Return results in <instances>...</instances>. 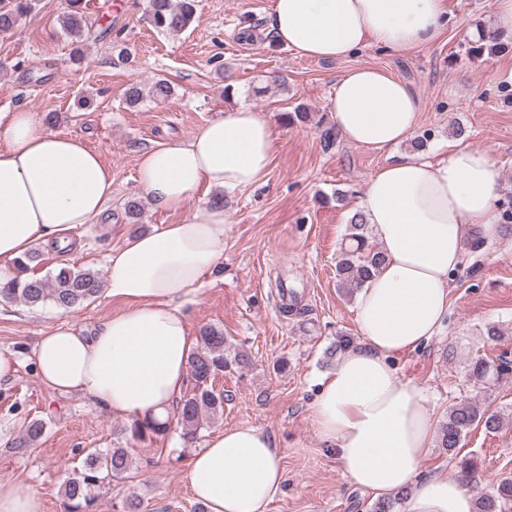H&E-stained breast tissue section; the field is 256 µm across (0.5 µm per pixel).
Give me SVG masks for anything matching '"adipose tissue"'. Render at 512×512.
I'll return each mask as SVG.
<instances>
[{
	"label": "adipose tissue",
	"instance_id": "obj_1",
	"mask_svg": "<svg viewBox=\"0 0 512 512\" xmlns=\"http://www.w3.org/2000/svg\"><path fill=\"white\" fill-rule=\"evenodd\" d=\"M270 17L276 43L338 61L369 47L399 55L433 44L448 24V3L271 0ZM328 108L346 142L384 157L359 210L385 261L356 293L361 343L321 380L311 422L358 488L404 492L399 512H473L476 491L460 472L422 474L433 437L428 399L392 361L436 334L470 232L500 234L495 161L486 150L448 144L398 154L422 102L407 82L373 66L347 70ZM277 144L267 114L241 106L189 139L141 152L145 196L181 218L131 234L109 254L104 292L121 312L92 330L66 323L39 336L30 360L43 387L85 395L132 422L174 423L197 344L184 309L198 302L231 231L218 197L262 182ZM112 182L97 152L46 132L38 113L1 112L0 273L37 246L62 249L75 230L108 223ZM186 477L207 512H267L284 480L281 450L259 428H227L192 450ZM0 512H43V494L0 479Z\"/></svg>",
	"mask_w": 512,
	"mask_h": 512
}]
</instances>
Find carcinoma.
I'll use <instances>...</instances> for the list:
<instances>
[{
  "label": "carcinoma",
  "mask_w": 512,
  "mask_h": 512,
  "mask_svg": "<svg viewBox=\"0 0 512 512\" xmlns=\"http://www.w3.org/2000/svg\"><path fill=\"white\" fill-rule=\"evenodd\" d=\"M34 8L32 0H0V33H9L20 20ZM195 18V0H149L148 21L157 30L166 33L186 31ZM60 25L64 34L77 44L74 60L83 58L80 47L97 39L88 12L87 0H65ZM506 48L502 36L474 43L467 54L479 58L485 54L494 56ZM172 95L170 82L158 77L150 84L130 85L124 94L125 103L131 107L143 99L165 101ZM370 225L363 214L356 212L349 220L345 239L347 244L339 255L336 276L340 288L353 295L356 289L379 271L384 262L380 248L370 242ZM40 253L33 251L18 263L12 280L0 289V301L21 303L30 309L52 305L67 311L96 298L103 289L99 274L90 270H78L62 263L43 279L31 273L33 265L39 263ZM249 356L244 351L231 352V345L224 331L213 326L200 330L198 346L191 359L193 392L184 396L177 407V420L182 430V439L189 444L197 438L203 419L215 421L224 416V392L215 390V377L235 368L247 366ZM512 376V363L498 358H478L469 368V378L474 386L488 392L504 379ZM504 423L499 411H492L477 401L464 398L448 409L446 419L440 424L438 447L448 454L458 455V449L468 433L481 428L488 433L497 432ZM46 425L33 420L19 440V446L30 447L45 433ZM166 432L158 424L135 422L131 426V440L144 442ZM81 463L73 472L62 478L60 492L64 512H97L98 491L114 481L129 478L134 469V457L126 448L101 451L87 448L79 451ZM477 512H512V476H503L477 501Z\"/></svg>",
  "instance_id": "1"
}]
</instances>
